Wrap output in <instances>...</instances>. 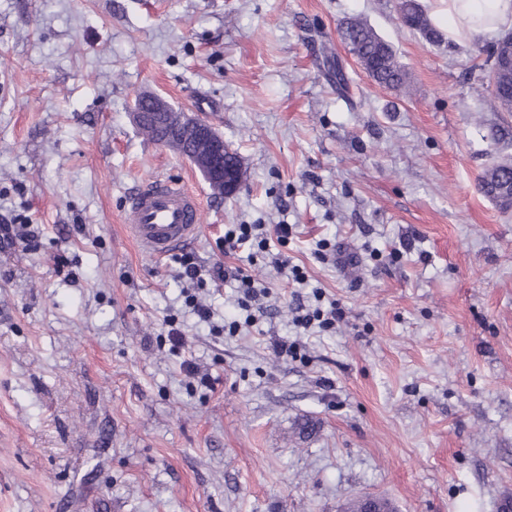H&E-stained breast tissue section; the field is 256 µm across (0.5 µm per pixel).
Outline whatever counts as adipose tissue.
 <instances>
[{
	"instance_id": "1",
	"label": "adipose tissue",
	"mask_w": 512,
	"mask_h": 512,
	"mask_svg": "<svg viewBox=\"0 0 512 512\" xmlns=\"http://www.w3.org/2000/svg\"><path fill=\"white\" fill-rule=\"evenodd\" d=\"M452 36L473 40L512 25V0H448Z\"/></svg>"
}]
</instances>
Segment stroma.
Here are the masks:
<instances>
[{
  "label": "stroma",
  "instance_id": "1",
  "mask_svg": "<svg viewBox=\"0 0 512 512\" xmlns=\"http://www.w3.org/2000/svg\"><path fill=\"white\" fill-rule=\"evenodd\" d=\"M396 5L0 0V217L36 232L0 249V512H342L364 494L396 512H512V210L479 190L512 156V112L470 93L494 36L432 44ZM351 15L393 45L412 97L357 64L337 32ZM145 92L223 135L238 191L215 197L138 132ZM158 176L201 195L186 253L268 287L238 335L185 304L222 322L232 288L189 289L176 256L127 236L128 193ZM229 224L292 235L251 262L225 254ZM322 239L338 260L319 261ZM331 301L335 329L296 331L299 306ZM283 337L298 358L274 354ZM326 64L327 75L329 77L330 84L336 91L337 97L340 99H345L346 102L350 104V99L348 97L349 80L343 71L341 63L336 57V61L334 59L328 58L326 60Z\"/></svg>",
  "mask_w": 512,
  "mask_h": 512
}]
</instances>
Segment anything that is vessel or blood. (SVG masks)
I'll return each instance as SVG.
<instances>
[{"mask_svg": "<svg viewBox=\"0 0 512 512\" xmlns=\"http://www.w3.org/2000/svg\"><path fill=\"white\" fill-rule=\"evenodd\" d=\"M124 223L128 236L145 254L162 259L199 235L202 201L182 181L159 177L133 191Z\"/></svg>", "mask_w": 512, "mask_h": 512, "instance_id": "obj_1", "label": "vessel or blood"}]
</instances>
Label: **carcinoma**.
<instances>
[{"mask_svg": "<svg viewBox=\"0 0 512 512\" xmlns=\"http://www.w3.org/2000/svg\"><path fill=\"white\" fill-rule=\"evenodd\" d=\"M405 27L419 33L432 43L443 41V34L433 25L418 0L411 2L409 19H399ZM341 40L347 44L358 64L365 70L372 83L380 89L410 93L409 74L396 56L393 46L379 36L361 17L353 16L338 28ZM327 75L340 99H348L349 80L339 61L326 60ZM474 87L489 112H512L505 103L506 93L512 92V33L504 34V40L493 45L486 60L485 76ZM482 193L500 208H512V160L504 159L488 167L481 180Z\"/></svg>", "mask_w": 512, "mask_h": 512, "instance_id": "cac0c4a2", "label": "carcinoma"}]
</instances>
